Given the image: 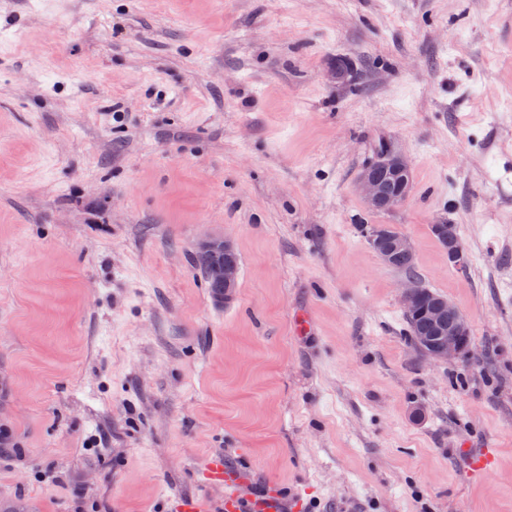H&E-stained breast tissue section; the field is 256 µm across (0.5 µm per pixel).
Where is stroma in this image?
I'll return each instance as SVG.
<instances>
[{
    "mask_svg": "<svg viewBox=\"0 0 512 512\" xmlns=\"http://www.w3.org/2000/svg\"><path fill=\"white\" fill-rule=\"evenodd\" d=\"M364 224L471 355L414 347ZM218 455L299 512H512V0H0V512H213ZM358 187L360 193L364 197L366 204L373 208L376 212H385L387 208H374V207H385L394 208L404 201V198L397 200L389 199L383 189V185L378 176L373 172H364L360 175L358 180ZM366 238L369 240V237L373 231L382 232L386 235L392 233V225L391 224H374L367 226L365 229ZM386 235L380 236V241L375 240L372 242V249L378 255L379 259L386 265L391 266L401 272H404L406 275L410 277H416V256L415 252L408 254L405 252H395V251H411L413 249L412 243L407 235L404 233H398L389 244L388 247H381L380 242L383 244H387L390 242L389 237ZM393 255V261H392ZM418 279V278H417ZM442 227V230H438V227L431 225L432 234L443 248L446 249L448 247L447 249L449 261L453 262V264H463L465 262V255L462 245L456 238H453L450 235L448 224H443ZM235 252L233 244L220 235L204 236L198 241L196 256L197 259L209 267L210 275L220 285V292L215 282L210 278L207 268L195 262L200 268L206 287L209 289L212 297L219 303L230 302L238 288L239 282V257L236 253V260L230 255Z\"/></svg>",
    "mask_w": 512,
    "mask_h": 512,
    "instance_id": "stroma-1",
    "label": "stroma"
}]
</instances>
